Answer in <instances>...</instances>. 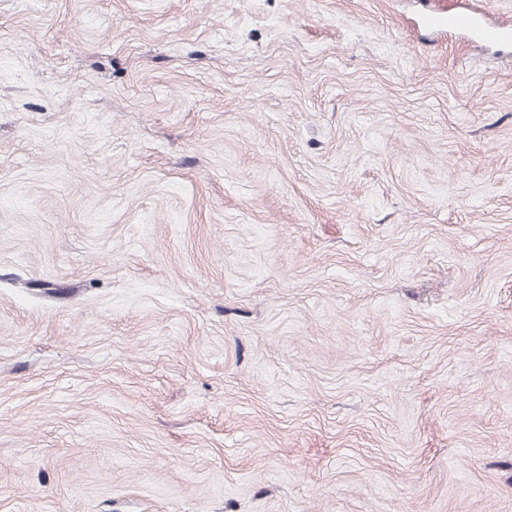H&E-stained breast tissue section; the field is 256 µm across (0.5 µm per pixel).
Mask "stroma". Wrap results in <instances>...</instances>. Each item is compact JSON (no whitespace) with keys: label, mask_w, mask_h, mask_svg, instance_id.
I'll use <instances>...</instances> for the list:
<instances>
[{"label":"stroma","mask_w":512,"mask_h":512,"mask_svg":"<svg viewBox=\"0 0 512 512\" xmlns=\"http://www.w3.org/2000/svg\"><path fill=\"white\" fill-rule=\"evenodd\" d=\"M512 0H0V512H512ZM448 27H457L489 44L512 41V25L489 24L474 13H448Z\"/></svg>","instance_id":"35a3bbf8"}]
</instances>
